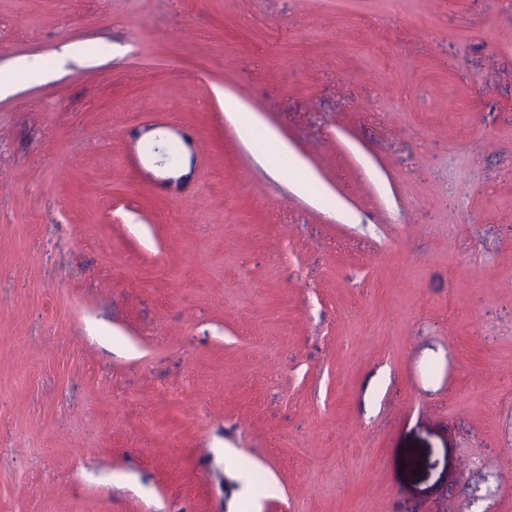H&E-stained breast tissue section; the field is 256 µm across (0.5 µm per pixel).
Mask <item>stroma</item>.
Listing matches in <instances>:
<instances>
[{
  "mask_svg": "<svg viewBox=\"0 0 512 512\" xmlns=\"http://www.w3.org/2000/svg\"><path fill=\"white\" fill-rule=\"evenodd\" d=\"M1 73L0 512H512V0H0ZM225 112H228L238 123L247 137L262 138L275 143L276 148L273 153L263 158L273 172L288 170L296 173L300 165L297 156L290 150L288 144L280 140L253 112L244 111L238 102H230L227 106L225 105Z\"/></svg>",
  "mask_w": 512,
  "mask_h": 512,
  "instance_id": "obj_1",
  "label": "stroma"
}]
</instances>
